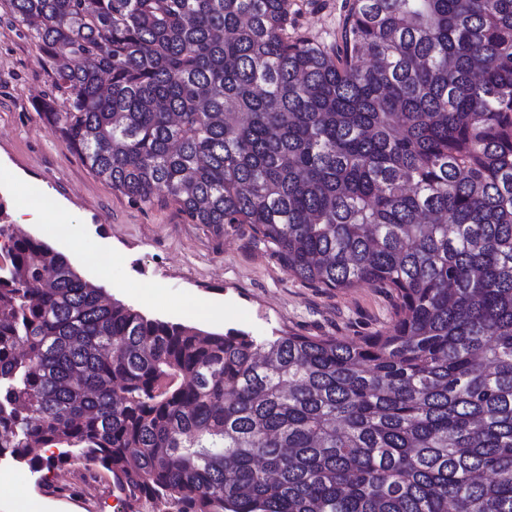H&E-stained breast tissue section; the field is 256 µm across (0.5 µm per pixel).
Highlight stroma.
Listing matches in <instances>:
<instances>
[{
  "label": "stroma",
  "instance_id": "35a3bbf8",
  "mask_svg": "<svg viewBox=\"0 0 512 512\" xmlns=\"http://www.w3.org/2000/svg\"><path fill=\"white\" fill-rule=\"evenodd\" d=\"M351 0H289V38L304 37L324 49L341 42ZM33 28L9 20L0 0V195L10 217L21 204L43 196L68 218L66 228L30 224L25 233L60 253L70 241L83 250L79 274L147 317L195 325L210 332L230 328L257 337L293 330L307 336H366L390 324L392 299L382 288L314 287L290 276L272 247L251 225L225 228L223 235L186 223L177 205L136 203L112 190L71 153L35 110L33 102L54 96L53 72L32 37ZM112 258L110 276L98 275L93 260ZM206 305L199 314L198 305ZM71 497L37 488L57 484L56 471L31 472L25 465H0V512H20L13 488L27 490L32 512H120L105 482L85 480L70 468Z\"/></svg>",
  "mask_w": 512,
  "mask_h": 512
}]
</instances>
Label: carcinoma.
<instances>
[{"instance_id": "cac0c4a2", "label": "carcinoma", "mask_w": 512, "mask_h": 512, "mask_svg": "<svg viewBox=\"0 0 512 512\" xmlns=\"http://www.w3.org/2000/svg\"><path fill=\"white\" fill-rule=\"evenodd\" d=\"M6 2L92 173L394 320L149 319L0 203V463L81 466L123 512H512V0H352L333 54L288 0Z\"/></svg>"}]
</instances>
